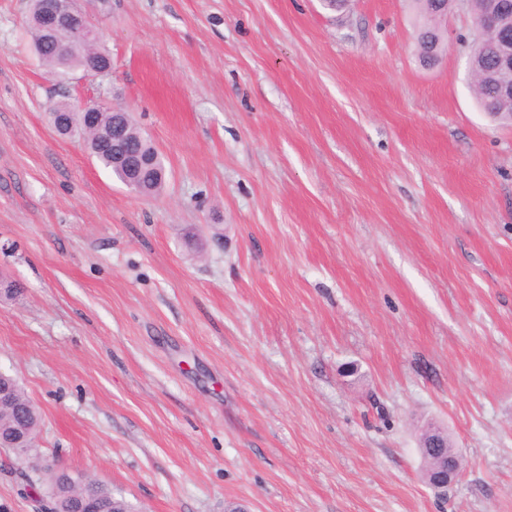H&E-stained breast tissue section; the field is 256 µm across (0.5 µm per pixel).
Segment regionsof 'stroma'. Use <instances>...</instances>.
I'll return each mask as SVG.
<instances>
[{"instance_id":"1","label":"stroma","mask_w":512,"mask_h":512,"mask_svg":"<svg viewBox=\"0 0 512 512\" xmlns=\"http://www.w3.org/2000/svg\"><path fill=\"white\" fill-rule=\"evenodd\" d=\"M112 56L60 83L0 0V371L50 464L133 512H512V125L436 66L412 0H81ZM107 93L160 154L140 196L46 108ZM463 459L444 490L418 440Z\"/></svg>"}]
</instances>
